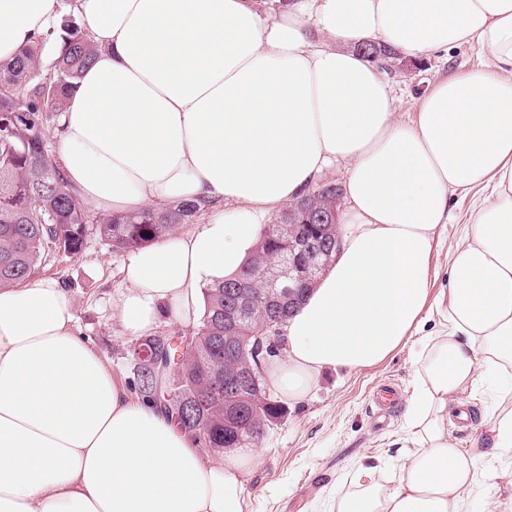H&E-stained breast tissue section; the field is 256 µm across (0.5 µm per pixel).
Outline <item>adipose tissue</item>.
<instances>
[{"label": "adipose tissue", "mask_w": 512, "mask_h": 512, "mask_svg": "<svg viewBox=\"0 0 512 512\" xmlns=\"http://www.w3.org/2000/svg\"><path fill=\"white\" fill-rule=\"evenodd\" d=\"M83 23L99 52L60 117L58 163L105 215L181 200L205 223L132 253L116 310L142 334L186 324L200 289L236 276L266 219L345 164L333 264L268 358L271 390L385 361L439 327L406 414L419 449L393 486L356 474L338 512H462L479 481L512 487V0H0V61ZM364 41L418 62L474 46L485 67L430 85L410 121ZM474 197L432 293L454 197ZM492 378L477 451L448 436L449 404ZM255 448L210 457L135 397L81 336L71 294L0 289V512H246Z\"/></svg>", "instance_id": "ef3b65f1"}]
</instances>
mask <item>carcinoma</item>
<instances>
[{
    "label": "carcinoma",
    "instance_id": "1",
    "mask_svg": "<svg viewBox=\"0 0 512 512\" xmlns=\"http://www.w3.org/2000/svg\"><path fill=\"white\" fill-rule=\"evenodd\" d=\"M63 29L65 35L49 64L51 86L37 75L42 56L38 46L19 52L10 62H0V118L22 114L17 122L0 127V288L24 282L52 249L79 254L90 224L96 225L95 231L112 250L130 252L174 236L180 225L198 214L196 205L176 203L159 211L147 208L126 216H95L72 192L50 150L48 136L51 122L64 109L73 84L92 64L96 50L72 17L64 18ZM357 50L383 64L403 62L398 53L378 43L362 42ZM317 190L318 206L336 212V194L341 188L327 183ZM307 211L308 202L299 199L280 213L277 223L296 225L304 239L333 236L330 226L308 219ZM286 255L287 239L263 232L241 273L207 288L201 325L188 341L174 344L170 337L145 339V344L177 360L175 405L168 412L189 435L204 425L197 446L216 455L224 448L255 446L263 437L266 421L283 414L282 406L268 397L255 409L246 398L224 408V399L213 395L211 375L224 369L225 290L241 280L264 288L258 259ZM274 320L276 315L257 307L243 327L253 329ZM148 373L147 360L139 359L136 387L141 396L156 402Z\"/></svg>",
    "mask_w": 512,
    "mask_h": 512
}]
</instances>
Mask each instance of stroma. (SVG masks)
I'll use <instances>...</instances> for the list:
<instances>
[{"instance_id": "1", "label": "stroma", "mask_w": 512, "mask_h": 512, "mask_svg": "<svg viewBox=\"0 0 512 512\" xmlns=\"http://www.w3.org/2000/svg\"><path fill=\"white\" fill-rule=\"evenodd\" d=\"M483 60L477 48L462 46L448 62L431 60L389 73L399 118L413 116L418 93L429 84L447 74H466ZM126 258L92 230L79 254L50 253L37 275L69 289L83 336L105 355L113 378L130 387L137 339L122 328L115 309L125 290ZM423 340V334H415L393 357L362 372L328 373L304 403L285 405L282 417L266 427L257 445L259 460L245 479L248 512H337L339 501L355 491L354 477L362 466H376L377 482L396 480L399 465L416 450L404 425L407 410L399 408L386 427L374 426L372 394L390 381L403 397L411 396Z\"/></svg>"}]
</instances>
